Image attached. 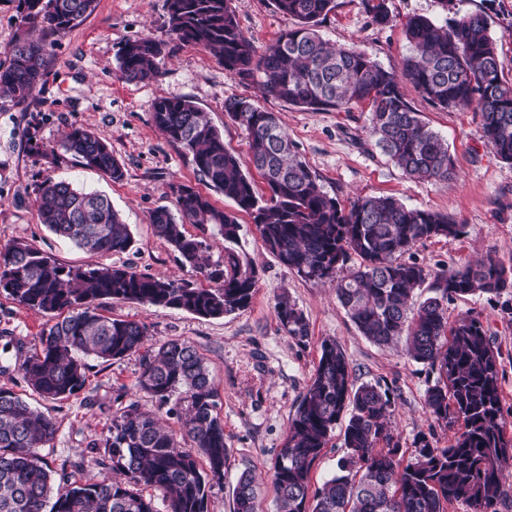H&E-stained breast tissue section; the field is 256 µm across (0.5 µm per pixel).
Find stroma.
Instances as JSON below:
<instances>
[{
  "label": "stroma",
  "mask_w": 512,
  "mask_h": 512,
  "mask_svg": "<svg viewBox=\"0 0 512 512\" xmlns=\"http://www.w3.org/2000/svg\"><path fill=\"white\" fill-rule=\"evenodd\" d=\"M388 5L394 21L381 27L372 23L362 0H336L318 31L323 39L356 47L384 67L400 68L409 52L407 19L425 16L441 25L448 13L440 0H389ZM232 7L243 32L260 47L296 25L276 10L273 0H232ZM459 9L490 16L501 60L512 73V0H461ZM166 18L165 0H97L95 11L80 26L48 37V64L38 98L22 105L0 98V249L22 241L65 267L111 264L199 284L202 276L182 265L177 252L156 234L151 212L160 206L176 209L173 188L179 184L194 186L217 207L236 211L240 229L235 249L258 275L249 307L204 318L133 301L105 299L100 304L103 315L145 325L148 347L180 339L203 355L218 391L229 450L224 482L210 492V512H233V490L245 472L260 484L259 512H279L272 467L326 339L343 349L357 383L377 382L390 389L402 448L413 449L421 436L446 447L452 430L425 408L426 390L434 382L427 366L411 359L403 344L381 347L367 340L338 303L332 284L303 279L279 262L264 245L252 216L237 212L232 200L201 181L190 155L153 125L150 108L158 98L192 100L221 132L242 171L249 173L253 167L247 133L228 118L224 102L232 97L257 101L277 113L324 190L342 204L359 196L391 195L463 224L459 237L436 238L414 248V259L434 269L463 266L490 254L512 264V163L493 153L472 110L434 107L408 82L403 85L408 101L448 144L457 171L452 181L405 177L371 137L368 104L346 111L310 110L262 97L258 80L224 70L199 47L170 42L156 80H121L119 49L145 33H160ZM74 126L109 142L123 167L122 180L83 167L65 152L64 136ZM46 149L54 151V159L43 157ZM49 177L107 195L130 228L131 246L109 255L89 253L40 224L39 187ZM284 295L303 312L309 324L306 338L288 335L280 325L275 306ZM468 314L483 323L495 342L503 412L512 421V292L474 295L447 305L449 321ZM52 323L50 316L0 293V336L23 344L25 354L40 350L39 336ZM88 364L82 391L49 402L27 387L15 352L0 350V366L10 368L0 373V387L12 389L56 420L57 433L43 454L58 481L82 483L99 473L111 474L112 462L100 443L118 408L115 396L163 418L170 429L179 427L166 407L139 389L141 354L106 363L92 358Z\"/></svg>",
  "instance_id": "35a3bbf8"
}]
</instances>
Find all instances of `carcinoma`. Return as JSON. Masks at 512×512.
<instances>
[{"mask_svg":"<svg viewBox=\"0 0 512 512\" xmlns=\"http://www.w3.org/2000/svg\"><path fill=\"white\" fill-rule=\"evenodd\" d=\"M273 2L297 26L261 50L240 28L231 0H166V38L150 32L126 42L117 56L119 77L155 79L157 60L172 39L201 47L243 79L262 74L264 95L291 105L347 110L370 104L375 144L396 167L416 180H451L456 172L448 146L405 97L407 80L435 106L471 108L487 145L512 163V79L505 76L486 14L460 15L457 0H441L457 18L445 25L422 16L408 19L410 54L396 71L355 47L335 46L319 36L316 27L335 0ZM363 4L373 23L393 22L387 0ZM96 6L97 0H19L20 15L42 21L22 26L8 64L0 65V93L18 104L38 97L47 37L79 26ZM224 111L248 133L250 161L267 183L266 198L192 101L157 99L151 120L171 143L192 154L202 180L253 215L264 244L283 265L304 279L336 283V298L361 335L379 346L406 337L408 354L436 374L425 394L430 416L458 427L448 447L422 436L406 454L392 430L390 390L356 384L345 353L336 341L325 340L273 465L281 512H446L453 501L467 503L471 512H495L512 475V425L501 404L498 352L479 319L467 315L448 325L446 304L512 289V265L487 256L476 265L434 271L404 260L427 240L460 236L463 225L391 196L359 197L344 207L323 190L275 113L247 98L224 102ZM63 148L113 181L124 176L106 140L89 129L72 128ZM176 194L178 214L158 207L150 224L182 263L214 288L129 267H64L23 243L0 251V291L59 318L41 336V350L21 364L25 383L39 398L78 394L89 357L109 362L143 348L145 327L98 313L102 299L209 318L250 305L257 273L230 247L240 228L236 216L190 185L178 186ZM37 215L55 234L90 252H123L131 245L128 225L106 197L65 180L44 181ZM186 224L212 227L228 243L224 258L205 257L210 245L186 234ZM353 255L357 266L337 276ZM423 287L429 296L411 306L414 291ZM275 311L289 335L308 336L303 313L288 298L278 301ZM139 387L160 404H172L167 413L180 421V434L131 402L112 414L103 439L112 471L121 478L57 487L41 453L55 437V419L0 388V512H157L140 494L142 487L162 490L167 512H209V490L224 480L228 448L203 356L188 342L167 340L143 357ZM343 419L345 454L336 473L314 490L310 473ZM233 495V512H257L251 474L240 476Z\"/></svg>","mask_w":512,"mask_h":512,"instance_id":"1","label":"carcinoma"}]
</instances>
